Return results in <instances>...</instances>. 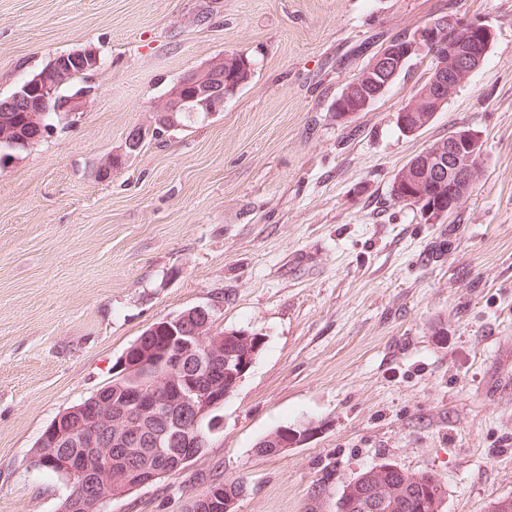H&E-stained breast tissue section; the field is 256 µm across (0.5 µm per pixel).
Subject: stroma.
Here are the masks:
<instances>
[{
	"mask_svg": "<svg viewBox=\"0 0 512 512\" xmlns=\"http://www.w3.org/2000/svg\"><path fill=\"white\" fill-rule=\"evenodd\" d=\"M441 12L494 39L430 125L396 124L425 56L337 121L366 62L348 49ZM84 48L88 107L0 165V512H59L69 484L30 464L43 430L198 305L264 348L203 454L107 512H186L234 478L237 512H336L381 463L434 474L444 512L512 496V0H0V99ZM227 51L254 76L223 111L128 152L167 88ZM463 127L486 158L470 195L437 219L392 205L394 173ZM156 324H163L162 322H156L153 325H151L149 328L143 331V333L134 341L133 344H131L127 349H133L136 347H140L141 349H148L150 352L155 354H162L165 352V350L168 348V345L166 343L165 337L166 334L162 331H155L154 333H151L149 331L147 333L150 334V336H144L145 333L151 329L152 326Z\"/></svg>",
	"mask_w": 512,
	"mask_h": 512,
	"instance_id": "1",
	"label": "stroma"
}]
</instances>
